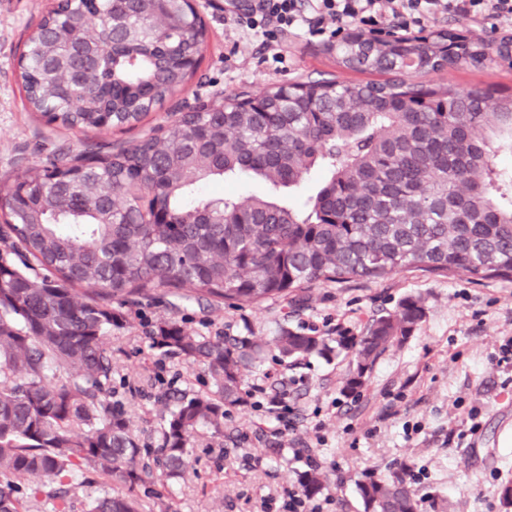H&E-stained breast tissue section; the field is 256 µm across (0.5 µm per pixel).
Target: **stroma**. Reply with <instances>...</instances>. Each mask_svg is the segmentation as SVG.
<instances>
[{
  "label": "stroma",
  "mask_w": 512,
  "mask_h": 512,
  "mask_svg": "<svg viewBox=\"0 0 512 512\" xmlns=\"http://www.w3.org/2000/svg\"><path fill=\"white\" fill-rule=\"evenodd\" d=\"M207 29L197 74L172 100L135 128L95 133L98 141H133L165 123L176 103L219 95L259 93L284 83L373 80L369 71L340 66L329 44L298 34L280 45L278 70L259 63L261 35L224 21V0H192ZM49 0H0V177L42 167L60 147L80 137L30 114L17 60ZM427 87L512 96V66L468 61L416 75ZM408 295L422 297L425 315L403 342L393 344L365 374L360 388L346 382L354 354L282 358L268 347L262 363L243 367L245 385L285 395L293 412L288 430L268 435L265 410L230 408L222 432L202 431L188 450L186 478L159 480L152 451L161 442L165 404L176 393H205V368L152 345L159 321L174 320L213 340L269 342L281 328L312 335L358 336ZM127 325L112 330L109 399L129 419L151 475L137 494L163 512H282L289 492L300 491L307 449H315L322 489L311 501L321 512H364L359 487L371 478H411L419 512H506L501 488L512 482V363L499 360L512 339V280L474 281L411 268L385 279L317 283L290 300L254 308H219L161 291L124 308Z\"/></svg>",
  "instance_id": "1"
}]
</instances>
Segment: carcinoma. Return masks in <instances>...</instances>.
I'll list each match as a JSON object with an SVG mask.
<instances>
[{
	"instance_id": "1",
	"label": "carcinoma",
	"mask_w": 512,
	"mask_h": 512,
	"mask_svg": "<svg viewBox=\"0 0 512 512\" xmlns=\"http://www.w3.org/2000/svg\"><path fill=\"white\" fill-rule=\"evenodd\" d=\"M206 41L185 0H55L27 38L19 77L31 112L86 134L132 127L185 88ZM439 41L411 38L336 47L337 62L387 79L274 87L171 114L132 142L85 140L42 169L0 182V240L25 252L0 262V512H23L12 483L69 512L67 485L91 470L119 486L90 512H155L134 487L147 473L129 421L106 402L112 354L104 339L126 324L116 309L166 288L184 299L254 306L315 282L379 279L418 267L472 280L512 278V174L496 170L487 133L512 143V97L426 88L411 76L436 69ZM320 189L288 201L311 171ZM254 176L264 195H198L205 182ZM164 212L169 222L156 221ZM425 314L408 296L361 336L284 329L285 357L354 352L355 390L389 345ZM154 347L203 364L215 394L166 404L160 476L188 474L186 448L218 430L240 401L241 367L258 343L196 336L156 324ZM65 369L64 383L49 375ZM366 512H417L399 476L361 488Z\"/></svg>"
}]
</instances>
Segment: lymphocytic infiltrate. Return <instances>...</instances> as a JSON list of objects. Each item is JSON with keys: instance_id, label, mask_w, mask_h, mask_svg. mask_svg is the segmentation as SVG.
Here are the masks:
<instances>
[{"instance_id": "lymphocytic-infiltrate-1", "label": "lymphocytic infiltrate", "mask_w": 512, "mask_h": 512, "mask_svg": "<svg viewBox=\"0 0 512 512\" xmlns=\"http://www.w3.org/2000/svg\"><path fill=\"white\" fill-rule=\"evenodd\" d=\"M482 21L491 27L512 25V0H225L224 18L241 31H261L263 51L284 63L279 37L300 30L322 36L329 25L356 26L369 32L398 35L423 30L438 17Z\"/></svg>"}]
</instances>
